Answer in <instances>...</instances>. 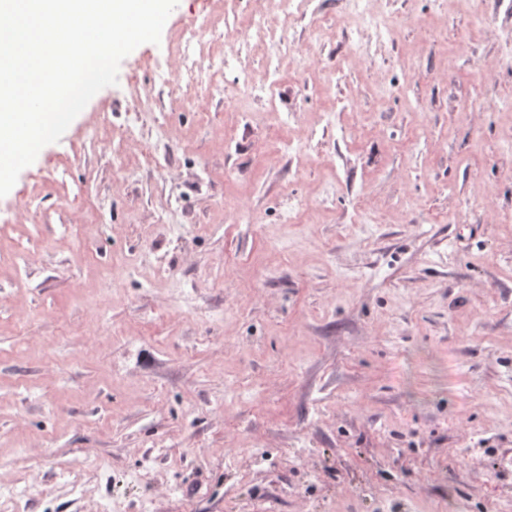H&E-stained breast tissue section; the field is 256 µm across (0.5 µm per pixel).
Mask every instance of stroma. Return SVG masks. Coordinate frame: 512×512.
Masks as SVG:
<instances>
[{"instance_id": "35a3bbf8", "label": "stroma", "mask_w": 512, "mask_h": 512, "mask_svg": "<svg viewBox=\"0 0 512 512\" xmlns=\"http://www.w3.org/2000/svg\"><path fill=\"white\" fill-rule=\"evenodd\" d=\"M378 8L390 39L301 0L271 61L221 0H178L0 198V481L28 476L26 512H512V0ZM201 16L221 39L184 52ZM191 58L220 86L189 103Z\"/></svg>"}]
</instances>
